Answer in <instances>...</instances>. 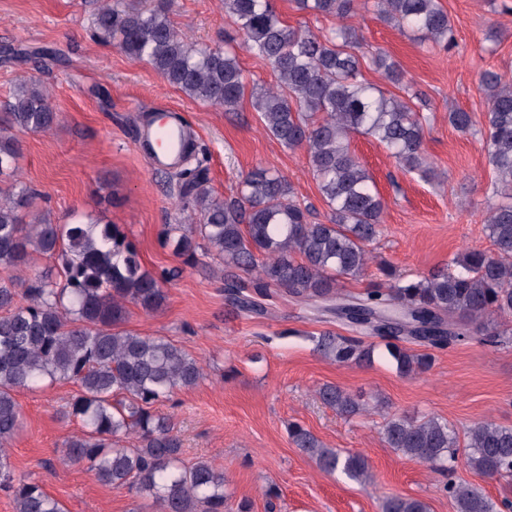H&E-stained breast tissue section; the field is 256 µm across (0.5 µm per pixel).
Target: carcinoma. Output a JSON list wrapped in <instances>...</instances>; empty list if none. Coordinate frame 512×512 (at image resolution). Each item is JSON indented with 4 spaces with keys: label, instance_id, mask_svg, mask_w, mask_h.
<instances>
[{
    "label": "carcinoma",
    "instance_id": "1",
    "mask_svg": "<svg viewBox=\"0 0 512 512\" xmlns=\"http://www.w3.org/2000/svg\"><path fill=\"white\" fill-rule=\"evenodd\" d=\"M353 0H295L298 11L338 20L326 35L288 26L273 0H224V13L238 32L224 46H199L171 22L173 0H98L91 14L94 36L127 58L148 63L191 99L226 112L245 94L237 59L243 48L271 65L276 85L253 91L265 130L283 146L303 148L328 207V223L311 220L278 171L257 167L235 193L220 200L206 180L180 185L191 201L186 223L165 232L163 243L185 266L211 256L224 264V291L233 309L264 315L258 301L275 288L305 305L321 322L336 321L355 335L330 330L310 337L313 350L340 365L370 366L382 359L401 376L424 373L433 350L474 336L496 345L512 339V203L489 207L485 231L493 251L472 250L413 278L381 261V279L359 293L344 282L364 276L374 261L385 204L373 175L350 149L352 137H371L407 172L431 171L425 153L421 100L386 94L362 79V61L351 27L343 24ZM379 17L422 42L448 46L453 29L440 0H376ZM371 64L393 83L403 82L399 64L384 50ZM481 83L483 121L462 109L448 113L457 131L479 137L493 170V194H512V80L487 70ZM58 121L46 86L21 83L0 101V176L11 175L20 157L19 133L48 132ZM33 193L24 185L0 188V488L11 492L14 512H65L58 499L30 479L15 475L8 446L22 428L15 399L68 380L80 391L66 418L81 422L61 461L82 465L97 481L125 487L150 499L157 512H224V471L207 460L182 464V439L157 405L204 377L200 362L172 341L122 328L130 307L147 314L168 299L165 283L177 270L147 269L135 244L117 224H57L43 214L25 221ZM48 269L27 274L34 260ZM429 349L409 352L404 344ZM323 404L353 417L369 413L364 396L326 384ZM380 434L386 447L428 466L442 477V490L456 512H512V500L493 501L454 480L459 456L471 469L512 483V427L480 422L465 444L450 423L431 415L394 414ZM137 445L129 448L125 439ZM288 437L327 472L362 486L374 484L367 458L329 448L299 423ZM381 512H428L425 502L389 495Z\"/></svg>",
    "mask_w": 512,
    "mask_h": 512
}]
</instances>
